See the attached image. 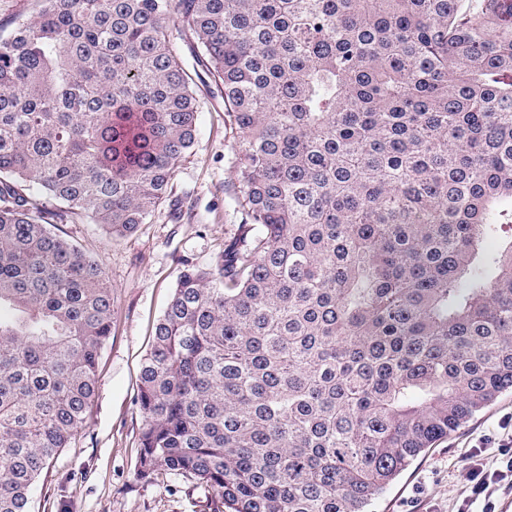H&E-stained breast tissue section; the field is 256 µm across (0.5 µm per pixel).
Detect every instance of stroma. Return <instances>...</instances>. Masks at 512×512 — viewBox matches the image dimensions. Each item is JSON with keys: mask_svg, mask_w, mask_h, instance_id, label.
Listing matches in <instances>:
<instances>
[{"mask_svg": "<svg viewBox=\"0 0 512 512\" xmlns=\"http://www.w3.org/2000/svg\"><path fill=\"white\" fill-rule=\"evenodd\" d=\"M182 34L183 61L201 102L200 134L174 178L186 207L173 220L162 203L149 223L113 239L82 218L55 225L94 259L112 286V335L98 361L95 395L81 432L46 468L31 498V512H214L215 493L198 481L163 474L137 479L135 463L143 415L137 403L141 363L154 327L173 291L183 261L215 267L225 240L237 237L242 214L232 141L224 129V94L185 37L179 17L168 22ZM512 415V389L446 439L422 452L376 499L372 512H459L468 494L460 475L487 437H501Z\"/></svg>", "mask_w": 512, "mask_h": 512, "instance_id": "stroma-1", "label": "stroma"}]
</instances>
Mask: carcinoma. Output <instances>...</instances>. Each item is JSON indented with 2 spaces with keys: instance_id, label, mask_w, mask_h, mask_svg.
<instances>
[{
  "instance_id": "cac0c4a2",
  "label": "carcinoma",
  "mask_w": 512,
  "mask_h": 512,
  "mask_svg": "<svg viewBox=\"0 0 512 512\" xmlns=\"http://www.w3.org/2000/svg\"><path fill=\"white\" fill-rule=\"evenodd\" d=\"M0 29V512L83 427L112 288L51 230L171 201L224 92L242 234L185 264L137 402L138 479L222 512H370L512 389V0H38Z\"/></svg>"
}]
</instances>
